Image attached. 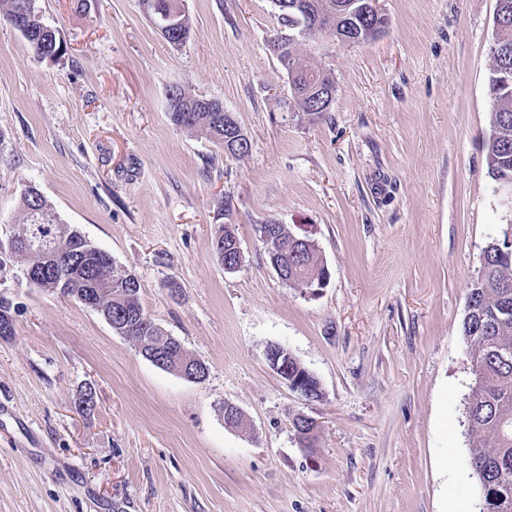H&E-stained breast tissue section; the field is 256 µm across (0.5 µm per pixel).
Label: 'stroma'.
<instances>
[{"mask_svg":"<svg viewBox=\"0 0 512 512\" xmlns=\"http://www.w3.org/2000/svg\"><path fill=\"white\" fill-rule=\"evenodd\" d=\"M37 5L66 51L38 58L0 20V242L35 185L209 376L162 370L91 307L8 279L0 512H479L461 325L484 247L512 236L486 166L496 0H378L374 38L300 39L336 86L319 116L279 107L272 0H187L178 47L141 0ZM175 87L222 101L248 153L174 125ZM270 220L316 242L325 288L278 277L256 230ZM273 343L321 400L269 367ZM228 402L243 427H225ZM298 413L319 423L314 447ZM219 229L214 238V251L220 263L224 266V270L228 272L236 271L240 265L237 264L233 268L225 267L224 260L227 263H231L232 265L237 261V251L234 248L235 241L237 242V238L235 235L223 224L218 225Z\"/></svg>","mask_w":512,"mask_h":512,"instance_id":"obj_1","label":"stroma"}]
</instances>
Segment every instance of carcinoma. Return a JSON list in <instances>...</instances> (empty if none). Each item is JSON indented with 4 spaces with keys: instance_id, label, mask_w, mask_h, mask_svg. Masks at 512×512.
I'll return each mask as SVG.
<instances>
[{
    "instance_id": "carcinoma-1",
    "label": "carcinoma",
    "mask_w": 512,
    "mask_h": 512,
    "mask_svg": "<svg viewBox=\"0 0 512 512\" xmlns=\"http://www.w3.org/2000/svg\"><path fill=\"white\" fill-rule=\"evenodd\" d=\"M36 0H0V17L10 24L25 18L33 11L32 27L23 33L35 54L42 52L58 58L65 51L58 30L45 24L38 10L31 9ZM153 18H170L172 37L169 43L181 45L189 33L187 12L178 10L180 0H154ZM352 0H288V8L277 7L278 14L293 37L325 35L327 31L311 29L300 23L304 19L303 8L314 12L336 10L340 3ZM349 24L354 29L366 31L363 39L371 37L372 20L357 11L350 17L336 19L337 26ZM492 67L488 79L489 96L493 102L490 112V137L487 154L488 174L502 186L512 185V82L501 80L499 68H512V26L495 33L490 48ZM291 53L278 57L286 71L291 87V98L282 101V108L290 112L313 111V97L308 92L313 87L334 85L325 73L309 68L302 57H297L300 68L290 69ZM197 98L179 88L169 93V114L174 124L194 130L207 138L224 143V113L193 112L186 108L196 104ZM17 224H32L37 231L49 235L50 227L61 225L69 242L80 245L86 238L77 230L63 223L55 208L41 194L22 192L21 206L16 216ZM270 231L276 237L275 250L266 252L269 263L281 267L288 283L308 288L324 276L326 264L314 241L305 237L293 238L285 224L257 225L258 233ZM235 235L224 225H219L214 238V251L219 261L234 264L237 251ZM497 240L483 249L477 278L471 283L468 301L473 312L463 319L461 331L465 337L467 358L472 367L473 382L465 397V414L469 419L470 448L468 466L476 479L480 493L479 512H512V257L500 252ZM91 253L97 256V264L83 273L72 267L75 254L48 257H29L24 254L21 239L14 235L8 244L0 242V251L9 259L19 258L28 265L47 271L30 277L27 283L48 293L70 295L92 305L96 284L110 285L112 292V318L123 327V336L136 346L144 344L163 352L166 363L162 369L173 370L175 359L182 351L169 343L156 345L164 331L145 313L141 303L140 283L122 277L112 258L102 249L87 242ZM288 378L316 391V378L306 376L301 363L288 357Z\"/></svg>"
}]
</instances>
